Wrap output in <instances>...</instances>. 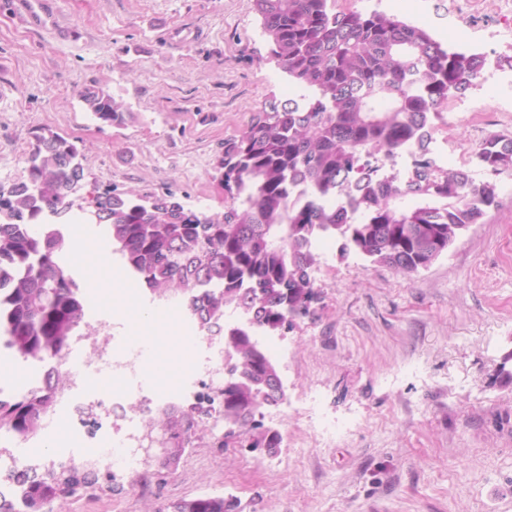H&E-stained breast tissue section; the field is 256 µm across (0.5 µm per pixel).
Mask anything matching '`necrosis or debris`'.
<instances>
[{"instance_id": "obj_1", "label": "necrosis or debris", "mask_w": 512, "mask_h": 512, "mask_svg": "<svg viewBox=\"0 0 512 512\" xmlns=\"http://www.w3.org/2000/svg\"><path fill=\"white\" fill-rule=\"evenodd\" d=\"M215 332L198 335L192 354L193 381L143 394L136 382L139 369L146 359L136 345L117 340L112 325L99 321L94 333L78 335L69 344L53 367L29 366L27 389L44 385L49 370L63 373L59 387L58 417L49 418L30 435H15L0 431V472H10L21 466L36 449L50 445V436L58 422H66L72 437L85 447V455L64 457L70 466H103L115 474L135 471L150 457L144 446L143 419L155 403L177 398L188 402L190 410L204 409L212 425L222 422L220 412L223 394L226 355L214 346ZM118 379L112 392L93 385L94 379Z\"/></svg>"}]
</instances>
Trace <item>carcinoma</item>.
<instances>
[{"instance_id":"cac0c4a2","label":"carcinoma","mask_w":512,"mask_h":512,"mask_svg":"<svg viewBox=\"0 0 512 512\" xmlns=\"http://www.w3.org/2000/svg\"><path fill=\"white\" fill-rule=\"evenodd\" d=\"M269 40V57L302 100L271 99L246 132L224 140L218 159L224 213L184 207L172 193L150 200L112 190L80 195L84 168L75 144L50 129L34 135L20 177L0 185V337L24 359H57L85 316L88 298L67 264L71 235L45 223L78 198L102 213L100 225L123 268L160 296H178L194 321L221 328L225 307L246 306L268 336L285 335L278 310L308 309L315 298V242L342 240L340 254L363 250L377 264L413 274L448 252L462 228L498 206L493 178L512 173V136L492 134L474 152L491 179L447 171L430 157L432 119L482 75L480 54L452 50L431 31L393 14L347 9L329 0H253ZM86 109L124 123L100 88L81 95ZM414 150L411 169L394 167ZM234 373L224 390V429L248 447H272L276 436L256 419L265 356L253 338L224 327ZM58 381L13 399L0 398V429L27 435L54 405ZM187 415L165 411V446L184 451ZM7 480L22 502L0 491V512H41L49 493H76L97 481L83 467L41 475L24 466ZM171 512H227L224 497L181 499Z\"/></svg>"}]
</instances>
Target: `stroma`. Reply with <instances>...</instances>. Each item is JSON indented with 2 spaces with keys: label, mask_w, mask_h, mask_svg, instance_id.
<instances>
[{
  "label": "stroma",
  "mask_w": 512,
  "mask_h": 512,
  "mask_svg": "<svg viewBox=\"0 0 512 512\" xmlns=\"http://www.w3.org/2000/svg\"><path fill=\"white\" fill-rule=\"evenodd\" d=\"M410 21L444 44L484 55V74L434 119L448 169L479 144L512 135V0H407ZM253 0H53L46 28L0 8V184L17 179L39 129L74 143L88 186L132 197L173 193L219 215L217 160L270 99L297 93L268 59ZM106 88L123 126L96 119L81 94ZM477 180L481 170L472 169ZM499 204L428 268L406 276L320 242L316 297L284 336L267 338L288 387L263 410L278 430L269 457L217 438L175 467L100 476L54 512H168L221 495L237 512H512V176ZM345 427L315 443L306 408Z\"/></svg>",
  "instance_id": "35a3bbf8"
}]
</instances>
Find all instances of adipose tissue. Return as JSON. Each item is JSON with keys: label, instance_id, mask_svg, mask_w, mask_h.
<instances>
[{"label": "adipose tissue", "instance_id": "ef3b65f1", "mask_svg": "<svg viewBox=\"0 0 512 512\" xmlns=\"http://www.w3.org/2000/svg\"><path fill=\"white\" fill-rule=\"evenodd\" d=\"M72 264L82 268L94 297L111 308L125 322L132 337L146 338L153 349L147 373L155 386L171 384L179 371L191 363V343L179 328L176 313L143 310L136 302L138 290L112 264L110 241L99 238L91 225H78L68 254Z\"/></svg>", "mask_w": 512, "mask_h": 512}]
</instances>
